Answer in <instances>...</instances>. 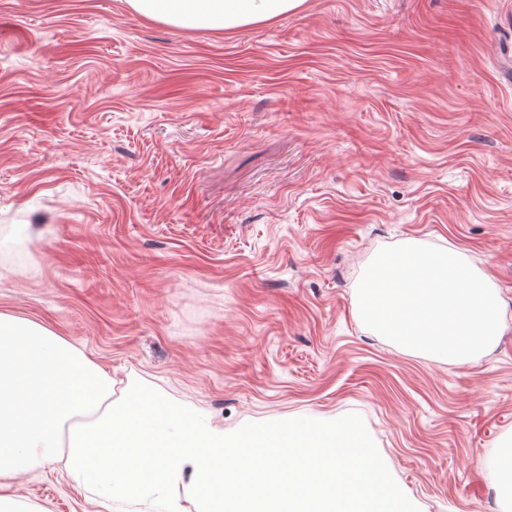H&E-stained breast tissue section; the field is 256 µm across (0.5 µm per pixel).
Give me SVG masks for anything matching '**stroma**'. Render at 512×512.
<instances>
[{
    "label": "stroma",
    "mask_w": 512,
    "mask_h": 512,
    "mask_svg": "<svg viewBox=\"0 0 512 512\" xmlns=\"http://www.w3.org/2000/svg\"><path fill=\"white\" fill-rule=\"evenodd\" d=\"M0 312L230 433L360 414L420 512H512V0H305L236 29L0 0ZM503 301L467 362L362 322L387 246ZM6 494L96 512L62 465Z\"/></svg>",
    "instance_id": "1"
}]
</instances>
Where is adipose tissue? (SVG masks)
I'll list each match as a JSON object with an SVG mask.
<instances>
[{"label": "adipose tissue", "mask_w": 512, "mask_h": 512, "mask_svg": "<svg viewBox=\"0 0 512 512\" xmlns=\"http://www.w3.org/2000/svg\"><path fill=\"white\" fill-rule=\"evenodd\" d=\"M304 0H127L132 11L177 27L233 29L299 9Z\"/></svg>", "instance_id": "ef3b65f1"}]
</instances>
